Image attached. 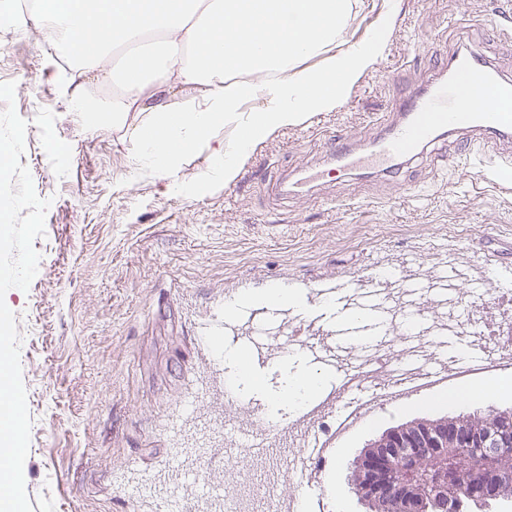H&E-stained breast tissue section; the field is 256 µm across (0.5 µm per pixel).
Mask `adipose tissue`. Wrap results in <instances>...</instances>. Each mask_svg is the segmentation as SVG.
<instances>
[{
  "label": "adipose tissue",
  "mask_w": 512,
  "mask_h": 512,
  "mask_svg": "<svg viewBox=\"0 0 512 512\" xmlns=\"http://www.w3.org/2000/svg\"><path fill=\"white\" fill-rule=\"evenodd\" d=\"M353 6V0H40L36 16L71 55L65 80L77 89L70 110L85 123L129 128L139 161L155 171L174 168L215 128L238 122L240 102L262 98L263 109L238 122L234 147L212 150L210 180L225 184L267 133L336 109L381 55L389 37L384 27L333 54ZM320 54L326 57L320 69L304 68ZM92 78L118 85L106 110L92 107L84 93ZM133 112L142 114L140 123L129 124ZM305 304L298 289L275 284L225 302L224 311ZM302 362L300 351L289 353L273 406L298 411L320 388L321 372L302 369Z\"/></svg>",
  "instance_id": "ef3b65f1"
}]
</instances>
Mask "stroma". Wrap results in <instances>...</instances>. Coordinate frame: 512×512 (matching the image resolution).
Here are the masks:
<instances>
[{"mask_svg":"<svg viewBox=\"0 0 512 512\" xmlns=\"http://www.w3.org/2000/svg\"><path fill=\"white\" fill-rule=\"evenodd\" d=\"M463 12L470 22L456 26ZM509 21L512 0H357L336 50L384 25L381 56L335 110L272 130L223 186L207 177L211 144L232 145L236 126L217 128L173 171L153 173L138 164L128 132L69 112L58 70L45 65L57 50L42 26L0 28V83L15 82V110L28 124L20 162L51 202L34 242L37 275L7 300L21 336L32 461L23 478L34 512H184L205 487L229 502L245 494V512H274L290 477L266 458L238 457L225 435L241 426L244 408L263 411L267 402L244 389L241 403L225 404L223 382L195 349L201 328L224 321L225 300L275 283L305 291L307 309L287 306L271 319L254 311L273 336L260 367L273 388L278 330L324 335L345 313L338 303L324 308L315 285L367 280L380 262L434 273L451 251L491 281L512 274V189L463 165L462 135L448 138L446 166L421 157L392 178L362 170L317 197L286 200L252 179L317 161L325 131L372 140L374 118L390 111L398 88L435 82V46L480 52L512 77V47L492 40ZM493 389L492 399L465 406L423 395L372 405L326 465L335 494L312 491L310 512H365L348 477L368 444L418 420L512 412V376L497 377ZM198 394L202 403L185 411ZM176 457L200 464L198 476L185 477Z\"/></svg>","mask_w":512,"mask_h":512,"instance_id":"1","label":"stroma"}]
</instances>
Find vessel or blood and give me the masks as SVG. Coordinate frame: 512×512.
<instances>
[{"mask_svg":"<svg viewBox=\"0 0 512 512\" xmlns=\"http://www.w3.org/2000/svg\"><path fill=\"white\" fill-rule=\"evenodd\" d=\"M434 60L448 71L447 80L431 88L405 92L392 104V112L380 119V136L369 146L359 144L358 136L340 134L328 136V151L318 166L303 167L276 180L262 179L280 196H302L311 190H325L333 172L377 165L383 174H391L401 165L427 153L447 133H464L468 141L466 156L481 155L483 179L512 178V80L503 78L485 57L476 53H436ZM345 298L357 309L369 315H391L383 297L374 291L355 289L347 285ZM239 331L248 334L251 363L261 364L267 358L270 338L254 329L252 322L225 320L217 329H202L196 338L198 352L210 362L223 361V337ZM359 321L345 319L333 330L332 344L309 338L304 352L311 361L332 378L329 391L316 398L311 413L299 416L304 433V460L315 464L326 458L337 446L342 425L363 415L367 406L366 350L354 354L349 364H341L339 350L353 344L363 335ZM345 391L344 402H337V391Z\"/></svg>","mask_w":512,"mask_h":512,"instance_id":"b4317fda","label":"vessel or blood"}]
</instances>
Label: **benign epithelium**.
Returning <instances> with one entry per match:
<instances>
[{"label": "benign epithelium", "mask_w": 512, "mask_h": 512, "mask_svg": "<svg viewBox=\"0 0 512 512\" xmlns=\"http://www.w3.org/2000/svg\"><path fill=\"white\" fill-rule=\"evenodd\" d=\"M509 423L504 428L501 421ZM512 435V414L496 413L488 417L486 426L476 429L466 419L421 421L394 429L364 449L352 468L350 480L356 495L370 506L372 512H384L389 496L391 457L399 454L415 458L436 454L452 445L456 448H475L486 457L498 455L506 438ZM500 487L491 479L475 477L467 485V495L478 500H493ZM430 498L420 487L409 486L399 499L397 512H429Z\"/></svg>", "instance_id": "benign-epithelium-1"}]
</instances>
